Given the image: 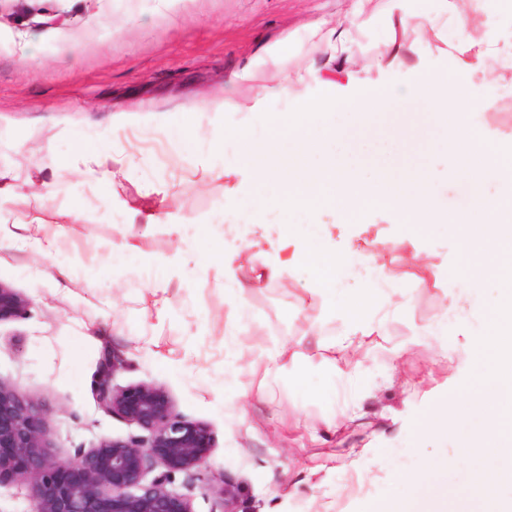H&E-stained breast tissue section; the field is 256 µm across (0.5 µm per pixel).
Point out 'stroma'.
I'll return each mask as SVG.
<instances>
[{
	"instance_id": "35a3bbf8",
	"label": "stroma",
	"mask_w": 512,
	"mask_h": 512,
	"mask_svg": "<svg viewBox=\"0 0 512 512\" xmlns=\"http://www.w3.org/2000/svg\"><path fill=\"white\" fill-rule=\"evenodd\" d=\"M353 0H0V172L13 193L0 216V282L29 306L0 323V381L44 403L48 437L67 461L104 439L136 435L104 413L102 380L122 388H164L185 419L207 424L214 438L201 469L172 476L170 488L194 512H224L211 492L224 482L243 492L241 512H365L380 497L415 493L403 473L434 466L449 505L463 496L464 475L443 471L450 443L424 438L421 424L451 402L457 388L480 389L471 339L454 324L446 274L457 262L447 225L421 230L385 210L354 224L319 217L336 250L375 254L391 294L407 306L389 311L365 337L358 366L335 372L340 320L326 318L294 259L296 245L272 225H252L254 246L234 265L249 285L245 315L225 299L226 272L204 264L202 230L241 250L213 216L252 186L234 148L224 176L207 146L180 155L168 131L180 126L207 138L224 125H262L273 45L301 47L321 74L376 75L390 56L387 0H370L355 31V53H337ZM400 55L406 68L421 54L454 66L466 58L457 22L421 41L418 24L438 0H412ZM325 37L312 47L308 31ZM486 27L500 54L497 101L478 112V130L512 143V8L498 4ZM256 71L232 105L198 112L220 98L234 74ZM125 124L113 129L112 118ZM136 166L102 189L86 170L111 157ZM161 206L166 219L143 226L138 214ZM423 252L427 267L411 264ZM282 269L286 290L254 287L266 264ZM165 289L154 292L156 278ZM118 355L121 366L104 374ZM247 389L240 398L239 389Z\"/></svg>"
}]
</instances>
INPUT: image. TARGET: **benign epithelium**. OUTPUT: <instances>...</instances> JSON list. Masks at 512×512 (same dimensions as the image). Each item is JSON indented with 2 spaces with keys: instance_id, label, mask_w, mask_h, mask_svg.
<instances>
[{
  "instance_id": "1",
  "label": "benign epithelium",
  "mask_w": 512,
  "mask_h": 512,
  "mask_svg": "<svg viewBox=\"0 0 512 512\" xmlns=\"http://www.w3.org/2000/svg\"><path fill=\"white\" fill-rule=\"evenodd\" d=\"M29 300L0 282V322L22 316ZM98 404L146 432L106 439L72 461L55 457L40 403L0 381V483L32 484L34 512H193L189 499L170 490L175 472L196 470L213 448L209 426L175 410L168 393L151 383L113 388L101 383ZM162 471L152 479L149 472ZM224 512H238L239 488L214 489Z\"/></svg>"
}]
</instances>
